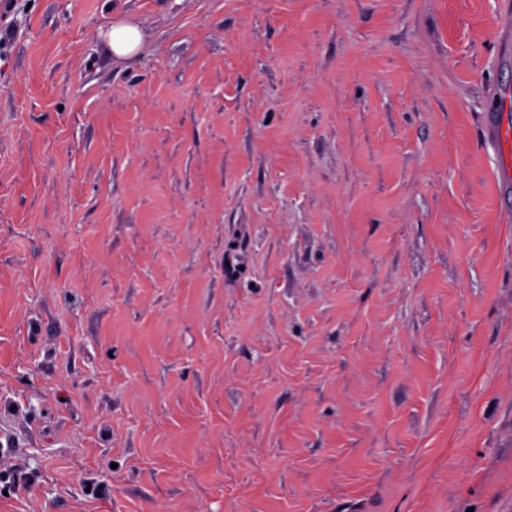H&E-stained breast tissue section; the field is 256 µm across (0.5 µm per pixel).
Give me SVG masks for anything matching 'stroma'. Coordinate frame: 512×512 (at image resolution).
<instances>
[{
    "mask_svg": "<svg viewBox=\"0 0 512 512\" xmlns=\"http://www.w3.org/2000/svg\"><path fill=\"white\" fill-rule=\"evenodd\" d=\"M505 2L13 0L0 512H512ZM107 45L112 57L134 60L145 46V37L140 28L131 23H117L107 34ZM502 112H483L481 116V128L485 142L495 144L499 153L496 166V181L498 185V197L502 208L512 212V148L508 146L511 139L512 126L505 121Z\"/></svg>",
    "mask_w": 512,
    "mask_h": 512,
    "instance_id": "stroma-1",
    "label": "stroma"
}]
</instances>
